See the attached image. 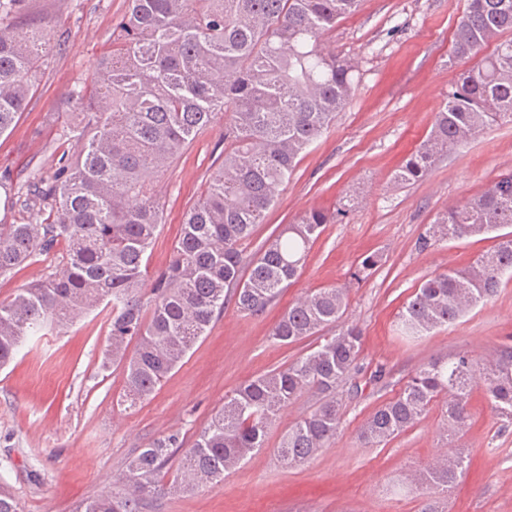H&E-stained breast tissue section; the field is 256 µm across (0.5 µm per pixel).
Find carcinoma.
I'll return each instance as SVG.
<instances>
[{
	"instance_id": "1",
	"label": "carcinoma",
	"mask_w": 512,
	"mask_h": 512,
	"mask_svg": "<svg viewBox=\"0 0 512 512\" xmlns=\"http://www.w3.org/2000/svg\"><path fill=\"white\" fill-rule=\"evenodd\" d=\"M112 30V50L97 65L92 87L69 92L82 115L79 157L53 156L23 185L9 173L0 188L24 196L29 219L0 223V276L39 258L59 265L0 302V369L28 337L61 330L101 306H112L101 365H121L125 402L134 407L182 365L194 344L234 303L264 312L302 270L325 225L346 214L313 209L271 235L253 256L243 245L277 202L301 155L331 127L353 89V63L326 51L323 34L355 12L360 0H127ZM22 0H0V135L25 110L46 45L43 29L16 24ZM449 63L474 59L435 114L430 131L394 173V182L424 179L438 156L485 127L512 122V0H467ZM490 53L480 55L486 46ZM224 117V158L185 215L167 267L155 275L149 299L145 255L163 219L151 192L175 156ZM489 235L493 246L463 268L424 280L400 315L410 337L456 323L497 294L512 277V173L480 195L437 215L417 239L419 251L447 238ZM369 252L351 274L362 282L381 266ZM347 291H310L272 330L288 345L319 342L286 367L241 385L198 432L180 460L179 490L218 488L224 474L264 447L279 414L303 394L321 402L281 436L280 461L299 465L328 446L340 424L336 395L359 370L360 328L343 321ZM337 327L326 336L324 331ZM134 348H129V345ZM495 412L512 420V346L479 367L466 353L420 366L359 435L374 445L413 427L439 400L448 436L469 426L476 383ZM184 442L177 433L150 441L128 464L124 488L80 504L76 512H142L159 477ZM464 460L437 462L428 482L445 493Z\"/></svg>"
}]
</instances>
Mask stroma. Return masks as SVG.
<instances>
[{
  "label": "stroma",
  "mask_w": 512,
  "mask_h": 512,
  "mask_svg": "<svg viewBox=\"0 0 512 512\" xmlns=\"http://www.w3.org/2000/svg\"><path fill=\"white\" fill-rule=\"evenodd\" d=\"M126 6V0H24L23 20L65 35L66 43L44 52L27 107L0 136V172L23 177L53 151L75 152L77 143L66 134L78 121L69 92L90 83ZM465 7L466 0H361L355 14L323 36L326 51L357 65L351 97L303 155L244 250L256 253L306 211L345 204L349 213L326 225L299 277L263 314L226 304L183 365L133 410L120 404L122 367H101L109 331L103 314L45 330L0 369V475L22 512H74L81 501L121 490L135 450L151 440L176 431L192 443L226 395L306 352V340L273 343L272 328L305 292L332 286L346 289L345 319L364 336L356 376L363 391L353 396L338 390L335 441L304 465L281 464L283 429L317 401L304 394L282 412L264 448L226 474L222 486L155 496L144 512H424L431 496L427 472L446 451L462 455L466 465L448 489V512H512V422L497 418L483 387L469 399L471 425L462 437L448 439L437 405L389 442L370 446L359 437L370 413L392 399L416 368L460 352L481 364L502 344H512V282L454 325L414 339L397 328L399 312L424 279L463 267L491 246L478 236L440 241L421 252L420 234L438 214L512 173V123H499L448 151L425 179L410 185L392 180L469 66L448 61ZM223 151L219 120L175 157L157 183L164 222L149 249L150 273L167 266L183 216ZM368 252L380 253L383 262L368 280L355 283L350 273ZM379 367L383 380L370 384Z\"/></svg>",
  "instance_id": "35a3bbf8"
}]
</instances>
